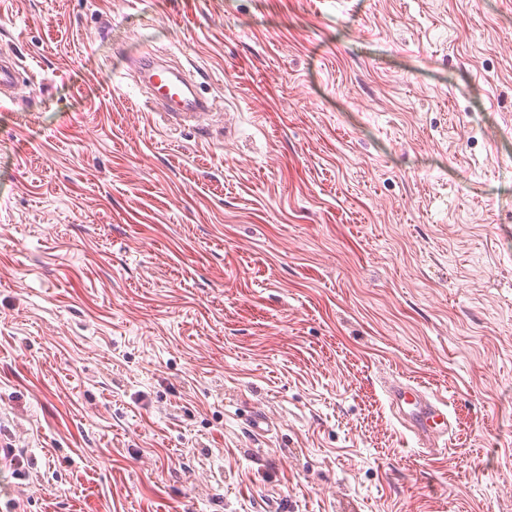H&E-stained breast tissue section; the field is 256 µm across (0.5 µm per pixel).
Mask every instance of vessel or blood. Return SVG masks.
Here are the masks:
<instances>
[{
	"label": "vessel or blood",
	"instance_id": "obj_1",
	"mask_svg": "<svg viewBox=\"0 0 512 512\" xmlns=\"http://www.w3.org/2000/svg\"><path fill=\"white\" fill-rule=\"evenodd\" d=\"M136 85L151 111L165 116L170 124L186 126L214 110L215 104L198 90L196 81L179 65L144 54L129 62ZM22 82L13 55L0 53V108L16 103ZM386 393L390 408L419 445L432 448L453 429L447 399L424 394L409 382H391Z\"/></svg>",
	"mask_w": 512,
	"mask_h": 512
}]
</instances>
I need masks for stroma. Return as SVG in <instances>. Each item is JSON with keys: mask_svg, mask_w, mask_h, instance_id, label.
<instances>
[{"mask_svg": "<svg viewBox=\"0 0 512 512\" xmlns=\"http://www.w3.org/2000/svg\"><path fill=\"white\" fill-rule=\"evenodd\" d=\"M1 51L0 512H512V0H0ZM23 78L19 70V65L13 55L0 53V108L5 105L16 104L17 90ZM136 85L152 112L171 125L186 126L212 112L216 105L198 90L197 82L172 61L143 54L129 61ZM390 408L418 444L436 448L453 429L448 399L427 396L410 382L393 381L386 389Z\"/></svg>", "mask_w": 512, "mask_h": 512, "instance_id": "1", "label": "stroma"}]
</instances>
